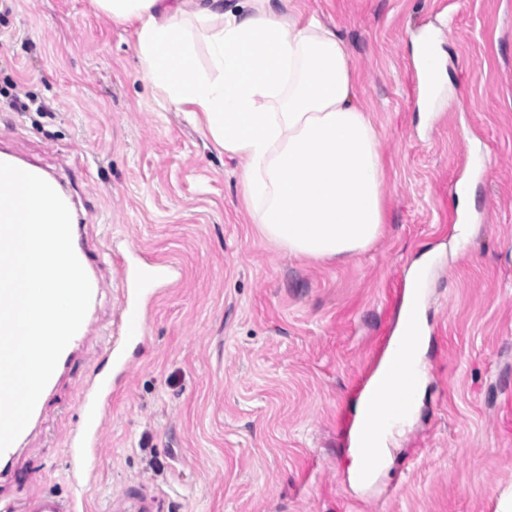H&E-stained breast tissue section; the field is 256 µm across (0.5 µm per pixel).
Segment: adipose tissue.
I'll use <instances>...</instances> for the list:
<instances>
[{
    "label": "adipose tissue",
    "instance_id": "obj_1",
    "mask_svg": "<svg viewBox=\"0 0 512 512\" xmlns=\"http://www.w3.org/2000/svg\"><path fill=\"white\" fill-rule=\"evenodd\" d=\"M93 2L133 28L140 72L163 101L243 161L241 192L266 239L297 257L343 262L380 238L386 163L333 27L298 6L283 15L275 0H245L240 11L224 0ZM392 343L409 349L381 361L370 390L425 374L423 332Z\"/></svg>",
    "mask_w": 512,
    "mask_h": 512
}]
</instances>
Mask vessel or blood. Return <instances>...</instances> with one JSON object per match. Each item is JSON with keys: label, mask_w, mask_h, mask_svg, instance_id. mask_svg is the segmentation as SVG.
I'll return each mask as SVG.
<instances>
[{"label": "vessel or blood", "mask_w": 512, "mask_h": 512, "mask_svg": "<svg viewBox=\"0 0 512 512\" xmlns=\"http://www.w3.org/2000/svg\"><path fill=\"white\" fill-rule=\"evenodd\" d=\"M123 291L117 318L119 344L109 345L108 356L121 369H128L130 361L124 353L125 346L141 344L146 334V307L162 288L172 285L174 268L160 260L149 258L140 249L129 251V258L121 264ZM112 378L99 374L81 387L77 395L80 423L67 438L69 467L76 478L67 497L36 494L30 497L22 512H81L82 487L91 480L89 465L96 453L100 430L108 415ZM413 396V382L399 376L373 401L371 423L382 427L389 414L408 409ZM110 512H149L148 498L142 494L126 493L114 499Z\"/></svg>", "instance_id": "b4317fda"}]
</instances>
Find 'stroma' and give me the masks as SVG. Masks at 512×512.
<instances>
[{
  "label": "stroma",
  "mask_w": 512,
  "mask_h": 512,
  "mask_svg": "<svg viewBox=\"0 0 512 512\" xmlns=\"http://www.w3.org/2000/svg\"><path fill=\"white\" fill-rule=\"evenodd\" d=\"M348 45L357 101L387 163L386 222L358 258L266 241L242 163L140 71L131 29L91 0H0V150L59 178L86 239L111 245L91 334L45 398L0 498L67 496L77 391L109 368L118 258L169 261L131 369L113 374L84 512L138 486L152 512H497L512 489V0H303ZM431 34L449 82L420 126L412 41ZM40 112H18L14 98ZM469 178L465 233L457 195ZM423 404L369 484H346L347 422L392 336L422 255Z\"/></svg>",
  "instance_id": "obj_1"
}]
</instances>
